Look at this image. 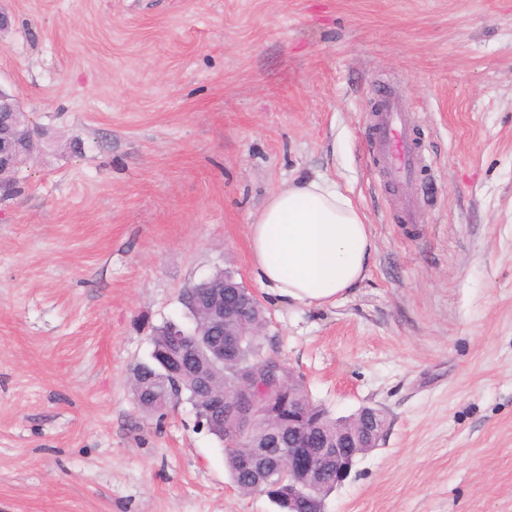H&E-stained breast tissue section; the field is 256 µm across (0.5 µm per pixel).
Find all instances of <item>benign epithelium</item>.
<instances>
[{
    "instance_id": "obj_1",
    "label": "benign epithelium",
    "mask_w": 512,
    "mask_h": 512,
    "mask_svg": "<svg viewBox=\"0 0 512 512\" xmlns=\"http://www.w3.org/2000/svg\"><path fill=\"white\" fill-rule=\"evenodd\" d=\"M0 112L12 116L22 115L25 130L19 138L0 140V190L14 188V181L8 177L19 168L20 153L31 157L37 150L35 130L22 104L13 95L0 90ZM201 288V304L207 309L211 326L224 321L237 323L236 336L224 341L206 339V347L222 362L230 363L237 357V337L251 331L248 319L235 304L232 295L242 285L232 279L219 283L205 280ZM273 378L293 382L291 371L275 359L259 368V372L246 380L244 398L254 401L255 394L263 387L262 378ZM350 427H336V447L330 448L309 425V417L302 414H288L289 448H244L239 452L242 467L249 472L248 493L265 495L268 492L267 470L283 465L288 468V512H325L324 503L307 495V490L322 484L323 479L333 477V484L343 483L350 475L357 457L366 454L379 445L385 422L373 412L361 408L352 417Z\"/></svg>"
}]
</instances>
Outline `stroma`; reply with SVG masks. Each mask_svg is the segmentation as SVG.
I'll use <instances>...</instances> for the list:
<instances>
[{
	"mask_svg": "<svg viewBox=\"0 0 512 512\" xmlns=\"http://www.w3.org/2000/svg\"><path fill=\"white\" fill-rule=\"evenodd\" d=\"M0 88L41 150L0 197V512H277L182 403L137 406L155 326L234 273L332 417L383 411L326 512H512V0H0ZM392 97L427 159L372 149ZM321 176L376 250L336 306L250 272L267 197ZM374 150L391 175L396 193L409 199L416 190V174L426 159L411 134L412 122L398 102L387 97L373 115Z\"/></svg>",
	"mask_w": 512,
	"mask_h": 512,
	"instance_id": "obj_1",
	"label": "stroma"
}]
</instances>
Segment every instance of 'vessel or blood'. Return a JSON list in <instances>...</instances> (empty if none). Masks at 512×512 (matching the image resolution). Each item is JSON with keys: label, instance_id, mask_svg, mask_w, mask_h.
Returning <instances> with one entry per match:
<instances>
[{"label": "vessel or blood", "instance_id": "vessel-or-blood-1", "mask_svg": "<svg viewBox=\"0 0 512 512\" xmlns=\"http://www.w3.org/2000/svg\"><path fill=\"white\" fill-rule=\"evenodd\" d=\"M374 150L391 175L397 195L409 199L416 190V175L426 159L415 143L412 122L394 98H386L373 116Z\"/></svg>", "mask_w": 512, "mask_h": 512}]
</instances>
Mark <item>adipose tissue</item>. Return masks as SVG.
I'll list each match as a JSON object with an SVG mask.
<instances>
[{
  "label": "adipose tissue",
  "mask_w": 512,
  "mask_h": 512,
  "mask_svg": "<svg viewBox=\"0 0 512 512\" xmlns=\"http://www.w3.org/2000/svg\"><path fill=\"white\" fill-rule=\"evenodd\" d=\"M250 266L276 303L335 305L369 272L375 241L365 213L321 178L273 192L248 227Z\"/></svg>",
  "instance_id": "obj_1"
}]
</instances>
